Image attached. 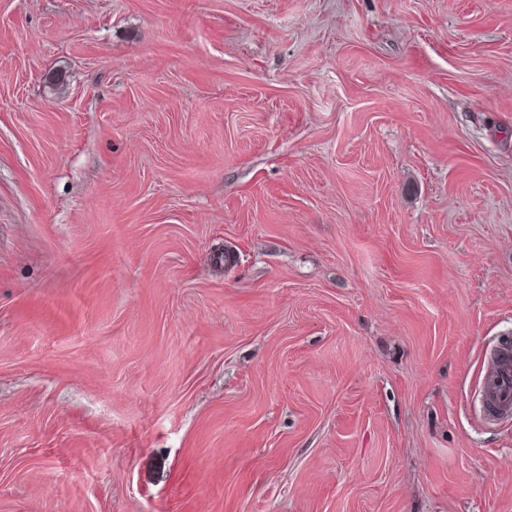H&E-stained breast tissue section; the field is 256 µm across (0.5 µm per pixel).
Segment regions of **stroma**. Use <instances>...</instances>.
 <instances>
[{
	"label": "stroma",
	"mask_w": 512,
	"mask_h": 512,
	"mask_svg": "<svg viewBox=\"0 0 512 512\" xmlns=\"http://www.w3.org/2000/svg\"><path fill=\"white\" fill-rule=\"evenodd\" d=\"M504 343L512 0H0V512H512ZM500 361L499 356L493 361L491 368L485 373L480 391L485 414L489 419L502 420L512 416V352ZM499 416L491 417L489 414Z\"/></svg>",
	"instance_id": "35a3bbf8"
}]
</instances>
